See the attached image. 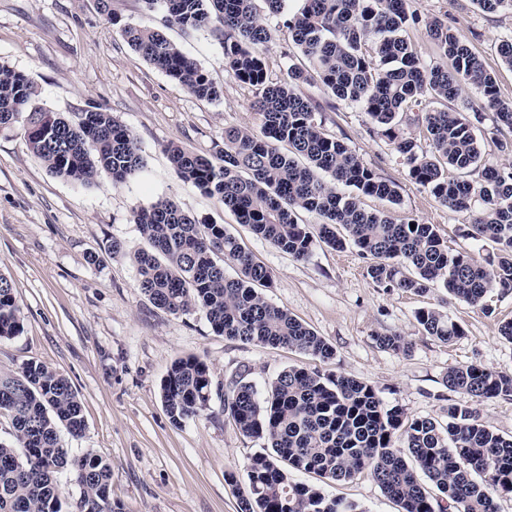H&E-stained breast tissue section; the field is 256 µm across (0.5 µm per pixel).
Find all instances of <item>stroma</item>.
I'll use <instances>...</instances> for the list:
<instances>
[{
  "label": "stroma",
  "instance_id": "stroma-1",
  "mask_svg": "<svg viewBox=\"0 0 512 512\" xmlns=\"http://www.w3.org/2000/svg\"><path fill=\"white\" fill-rule=\"evenodd\" d=\"M421 16L453 22L458 36L485 61L501 94L512 98V68L498 48L512 37L511 13H486L472 0H412ZM150 23L195 59L223 88L206 101L185 92L145 61L120 34L122 27ZM264 52L272 78L283 79L303 57L278 18ZM0 64L26 73L39 91L41 107L68 116L96 106L135 136L144 169L122 184L101 175L81 185L51 174L27 148L19 127L0 129V273L10 276L20 308L21 332L0 339V370L36 361L69 379L85 419L80 437L61 432L70 454L92 453L111 468L114 512H239L238 488L228 471L243 474L260 440L244 436L224 413V385L247 371L258 389L285 368L339 371L375 387L386 405L408 416L446 422L456 393L444 378L449 368L479 364L512 373V342L500 327L512 320V291L492 292L486 307L428 292L389 291L368 276L369 259L357 248L338 251L316 244L296 260L238 223L220 199L180 181L166 152L175 142L185 150L212 154L224 145V129L259 131L253 108L256 88L241 84L224 67V47L212 31L186 32L169 25L162 6L145 0H0ZM314 119L344 141L380 177L396 184L398 204L367 197L365 208L384 210L394 221L415 218L435 225L450 253L492 254L489 241L465 237L469 216L442 205L410 180L408 165L393 145L373 131L365 112L337 100L316 81L303 85ZM453 108L480 111L478 135L486 158L512 165L497 152L494 112L480 107L473 91ZM161 197L179 203L191 217L221 224L271 272L264 296L288 309L336 350L326 363L288 348L245 344L217 335L202 314L176 316L154 306L137 287L130 258L112 256L107 239L130 249L143 245L133 211ZM436 307L460 323L465 337L444 343L426 335L415 314ZM399 334L409 354L381 348L376 335ZM205 360L212 394L205 414L173 424L164 407L161 382L180 357ZM326 494L356 503L361 512H398L368 476L322 483Z\"/></svg>",
  "mask_w": 512,
  "mask_h": 512
}]
</instances>
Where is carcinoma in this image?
Returning <instances> with one entry per match:
<instances>
[{
  "mask_svg": "<svg viewBox=\"0 0 512 512\" xmlns=\"http://www.w3.org/2000/svg\"><path fill=\"white\" fill-rule=\"evenodd\" d=\"M168 23L186 31L212 28L224 45V65L235 79L260 90L254 103L261 131L224 129V147L211 155L166 147L177 177L206 195H217L238 222L297 260L315 242L335 250L356 247L372 260L368 274L387 290L425 293L442 287L451 297L482 309L487 295L512 290V166L484 157L474 125L463 113L430 110L433 100H455L474 89L482 108L512 132V100L502 97L484 61L448 21L424 18L410 0H304L285 13L286 0H162ZM487 12L512 13V0H473ZM285 15L283 25L309 68L290 66L288 78L270 79L261 51L271 33L266 15ZM422 28L453 71L426 64L417 42L405 36ZM122 35L148 63L190 95L208 101L221 88L202 66L149 24L125 26ZM341 101L366 112L376 134L405 157L408 175L448 208L466 212V235L490 240L498 252L482 261L451 254L435 225L396 223L371 212L364 197L399 203L397 186L377 176L347 144L315 123L301 86L313 79ZM34 82L0 65V128L22 124L29 150L47 170L88 185L102 171L123 183L144 168L130 130L112 113L96 108L72 118L37 104ZM419 112L429 150L399 128L398 115ZM288 144L283 153L279 144ZM477 175L450 179L445 168ZM306 212L320 219L316 231L298 222ZM147 247L134 252L116 237L114 255L130 257L138 288L174 315L201 313L214 332L230 340L287 347L323 363L335 349L255 285L270 287V271L246 252L222 224H201L171 198L133 212ZM231 264L235 274L226 273ZM423 331L445 343L466 335L462 325L434 307L421 308ZM21 331L11 279L0 273V338ZM397 354L411 343L399 334L379 335ZM448 421L410 418L387 406L370 384L339 372L292 366L265 392L244 376L224 389V412L240 432L266 446L248 458L239 512H363L352 502L294 480L308 472L330 482L369 475L399 512H498L497 500L512 496V436L482 422L472 401L512 397V374L469 364L451 367ZM212 387L210 368L189 356L175 359L161 384L166 412L175 425L203 416ZM10 419L13 440L0 441V512H62L59 474L75 475L80 512H112L111 469L92 454L72 457L59 431L85 429L80 400L57 370L28 361L0 370V416Z\"/></svg>",
  "mask_w": 512,
  "mask_h": 512,
  "instance_id": "carcinoma-1",
  "label": "carcinoma"
}]
</instances>
